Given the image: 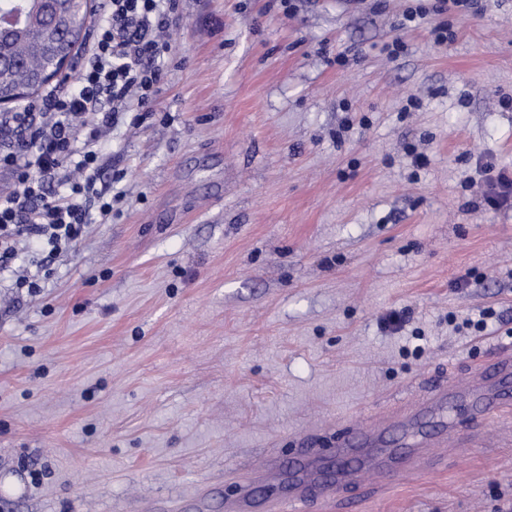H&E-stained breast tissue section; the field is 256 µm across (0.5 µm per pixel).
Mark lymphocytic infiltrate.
Segmentation results:
<instances>
[{
	"mask_svg": "<svg viewBox=\"0 0 512 512\" xmlns=\"http://www.w3.org/2000/svg\"><path fill=\"white\" fill-rule=\"evenodd\" d=\"M180 0H100L75 88L55 86L36 108L0 114V282L41 288L58 254L74 251L92 219L108 221L100 192L102 145L148 119L160 92L167 34Z\"/></svg>",
	"mask_w": 512,
	"mask_h": 512,
	"instance_id": "1",
	"label": "lymphocytic infiltrate"
}]
</instances>
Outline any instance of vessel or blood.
Wrapping results in <instances>:
<instances>
[{
    "label": "vessel or blood",
    "mask_w": 512,
    "mask_h": 512,
    "mask_svg": "<svg viewBox=\"0 0 512 512\" xmlns=\"http://www.w3.org/2000/svg\"><path fill=\"white\" fill-rule=\"evenodd\" d=\"M510 379L512 354L497 353L473 376L448 384L435 383L421 400L406 404L373 423L344 429L335 450L334 471L326 470L315 437L307 436L287 466L273 468L264 463L254 468L253 477L257 480L273 477L286 489V505L291 512H297L310 495L329 499L334 494L351 491L354 476L390 475L406 465L423 470L457 433L452 430L431 435L421 432V425L443 411L452 396L469 401L471 417L476 421H494L511 413L512 395L500 389L501 384ZM393 426L409 432L411 441L407 452L400 453L389 447L385 435Z\"/></svg>",
    "instance_id": "vessel-or-blood-1"
}]
</instances>
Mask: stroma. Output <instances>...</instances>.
<instances>
[{
	"label": "stroma",
	"mask_w": 512,
	"mask_h": 512,
	"mask_svg": "<svg viewBox=\"0 0 512 512\" xmlns=\"http://www.w3.org/2000/svg\"><path fill=\"white\" fill-rule=\"evenodd\" d=\"M436 4L184 0L156 120L103 147L119 213L0 304V512H224L303 436L331 453L512 349L478 171L512 169V0ZM361 512H512V416Z\"/></svg>",
	"instance_id": "35a3bbf8"
}]
</instances>
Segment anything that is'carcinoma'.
Listing matches in <instances>:
<instances>
[{
  "mask_svg": "<svg viewBox=\"0 0 512 512\" xmlns=\"http://www.w3.org/2000/svg\"><path fill=\"white\" fill-rule=\"evenodd\" d=\"M55 15L18 29L8 43L14 60L0 67V100L11 101L25 96L36 86L40 74L54 70L69 60L81 41L90 19L87 0H57Z\"/></svg>",
  "mask_w": 512,
  "mask_h": 512,
  "instance_id": "obj_1",
  "label": "carcinoma"
}]
</instances>
